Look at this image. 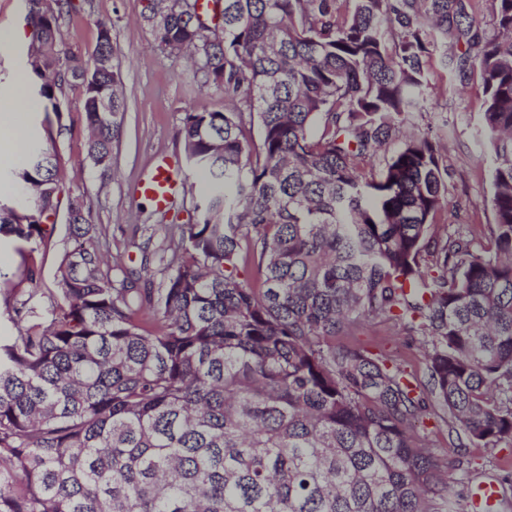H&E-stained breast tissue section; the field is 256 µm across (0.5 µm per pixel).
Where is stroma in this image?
I'll list each match as a JSON object with an SVG mask.
<instances>
[{"label": "stroma", "instance_id": "obj_1", "mask_svg": "<svg viewBox=\"0 0 512 512\" xmlns=\"http://www.w3.org/2000/svg\"><path fill=\"white\" fill-rule=\"evenodd\" d=\"M58 38L62 46L90 58L99 25L112 30L115 63L123 78L126 108L121 134L112 148V171L102 173L87 154L88 133L84 125L79 90H69L61 114L30 110L27 125L31 137L50 143L62 160V178L70 196H86L92 205L94 224L106 227L103 252L112 263L148 278L167 254L170 227L194 221L198 197L195 180L182 182L174 207L159 210L139 197L135 188L156 156L180 166L183 159L178 135L182 112L220 111L224 96L202 87L200 76L183 59L162 52L143 20L147 0H73ZM438 97L434 112L409 116L407 125L431 129L445 144L448 166V221L460 226L475 248L488 246L493 222L488 203L490 185L480 162L482 133L479 123L482 94L476 82L460 83L445 68L435 70ZM353 345L382 350L396 360L409 361V369L423 375L425 365L410 347V338L399 326L370 323L349 336ZM420 434L434 457L449 467L468 469V484L454 485L451 496L457 512H471L472 484L494 481L500 489L498 512H512V446L462 448L449 435L444 419L429 415Z\"/></svg>", "mask_w": 512, "mask_h": 512}]
</instances>
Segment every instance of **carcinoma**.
I'll list each match as a JSON object with an SVG mask.
<instances>
[{
	"label": "carcinoma",
	"mask_w": 512,
	"mask_h": 512,
	"mask_svg": "<svg viewBox=\"0 0 512 512\" xmlns=\"http://www.w3.org/2000/svg\"><path fill=\"white\" fill-rule=\"evenodd\" d=\"M26 2L36 92L58 115L80 90L107 168L125 108L118 66H96L111 29L86 60L58 41L71 0ZM173 2L148 0L155 43L224 94L179 129L207 178L195 223L176 225L155 288L112 275L76 197L56 288L33 262L25 299L5 289L0 512H456L415 426L431 412L471 446L512 443V0H489V30L475 0H220L219 32ZM436 55L482 92L480 252L436 230L440 143L399 138L428 111ZM59 162L30 146L0 236L55 247ZM369 321L419 337L426 382L336 344Z\"/></svg>",
	"instance_id": "obj_1"
}]
</instances>
